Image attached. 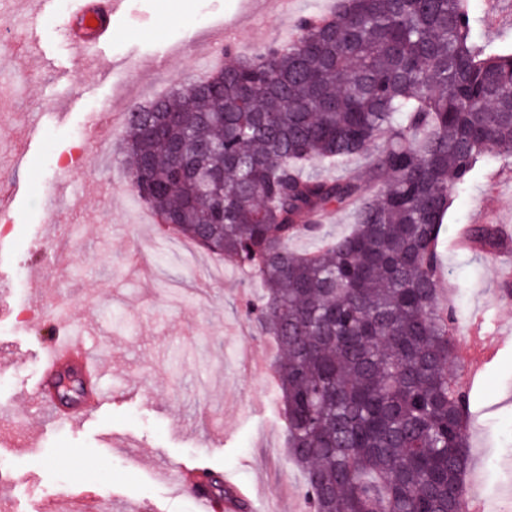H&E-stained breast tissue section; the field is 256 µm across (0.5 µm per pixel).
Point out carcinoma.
<instances>
[{"instance_id": "carcinoma-1", "label": "carcinoma", "mask_w": 512, "mask_h": 512, "mask_svg": "<svg viewBox=\"0 0 512 512\" xmlns=\"http://www.w3.org/2000/svg\"><path fill=\"white\" fill-rule=\"evenodd\" d=\"M475 23L468 0H337L124 123L138 198L263 288L248 314L281 350L313 512H461L471 390L450 374L440 233L451 189L512 160V50ZM355 156L370 177L310 171ZM333 210L354 213L340 238L319 221ZM301 237L322 244L288 248Z\"/></svg>"}]
</instances>
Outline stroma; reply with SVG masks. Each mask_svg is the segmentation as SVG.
<instances>
[{"label":"stroma","instance_id":"obj_1","mask_svg":"<svg viewBox=\"0 0 512 512\" xmlns=\"http://www.w3.org/2000/svg\"><path fill=\"white\" fill-rule=\"evenodd\" d=\"M72 0L43 14L41 42L53 58L44 68L25 51L26 18L39 0H17L0 16V184L19 187L14 209L0 214L1 258L11 268L0 300V512H196V503L165 472L205 461L247 488L259 512L305 508L302 469L286 446L277 386L250 371L245 353L277 360L278 345L244 315L247 278L203 249L179 254L181 237L163 232L129 189L121 113L149 104L227 65L215 34L232 30L237 54L264 37L288 36L300 18L333 11L336 0H126L97 70L70 58L66 20ZM475 35L512 48V0H469ZM197 42L186 46L185 20ZM41 116L28 160L15 159L27 136L24 117ZM108 113L112 135L89 143L70 169L67 203L44 207L41 187L60 170L91 114ZM512 229V165L491 161L453 193L440 247L447 281L457 288L455 347L499 331L501 345L480 374L457 372L472 391L470 468L484 495L498 500L512 484V297L499 290L498 268L511 259L482 248L448 245L459 226ZM74 315L71 332L85 336L106 367L110 404L86 406L88 385L73 411L38 416L52 375L44 355L58 332L53 304Z\"/></svg>","mask_w":512,"mask_h":512}]
</instances>
